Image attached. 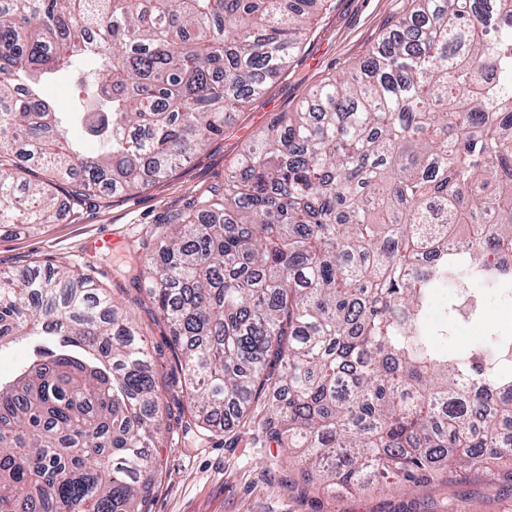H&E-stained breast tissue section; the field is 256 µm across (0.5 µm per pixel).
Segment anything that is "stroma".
I'll use <instances>...</instances> for the list:
<instances>
[{"instance_id":"1","label":"stroma","mask_w":512,"mask_h":512,"mask_svg":"<svg viewBox=\"0 0 512 512\" xmlns=\"http://www.w3.org/2000/svg\"><path fill=\"white\" fill-rule=\"evenodd\" d=\"M302 40L287 71L233 113L224 134L196 151L167 178L131 194L109 191L73 201V212L21 233L0 231V271L40 261L90 270L129 311L147 339L170 424L151 454L159 461L144 512H512V461L489 470L434 477L408 490L370 489L328 496L302 468L268 442L265 397L229 433L212 435L191 422L183 374L168 328L148 301L140 271L156 255V234L183 214L192 195L222 185L246 146L281 113L295 111L322 81L355 66L405 14L411 0H330ZM512 322V308L487 303L482 320L455 331L462 351L485 330ZM278 458L270 466V458Z\"/></svg>"}]
</instances>
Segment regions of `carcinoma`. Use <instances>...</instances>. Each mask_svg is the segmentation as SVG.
<instances>
[{"instance_id": "1", "label": "carcinoma", "mask_w": 512, "mask_h": 512, "mask_svg": "<svg viewBox=\"0 0 512 512\" xmlns=\"http://www.w3.org/2000/svg\"><path fill=\"white\" fill-rule=\"evenodd\" d=\"M328 0H0V229L54 189L137 192L224 134ZM71 81L60 112L45 85ZM451 236L467 251L448 247ZM512 0H412L355 67L192 198L141 270L190 414L264 433L324 492L512 460V327L448 351L471 285L512 298ZM0 512H141L163 411L126 310L85 271L0 272ZM32 354L31 347L27 342L4 348L0 351V375L7 378L15 369L28 362Z\"/></svg>"}]
</instances>
